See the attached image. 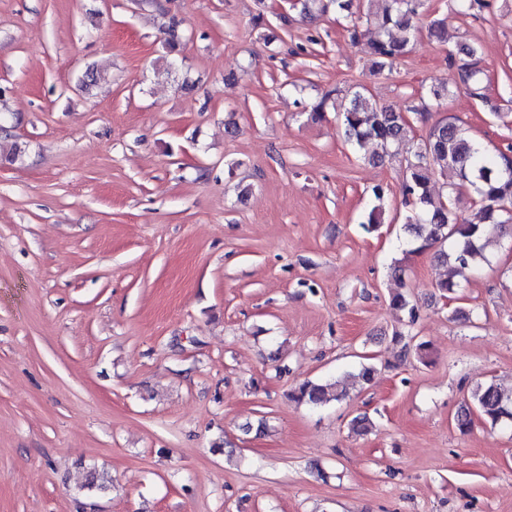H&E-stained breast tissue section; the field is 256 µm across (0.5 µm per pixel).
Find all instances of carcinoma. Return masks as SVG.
<instances>
[{
	"label": "carcinoma",
	"instance_id": "obj_1",
	"mask_svg": "<svg viewBox=\"0 0 512 512\" xmlns=\"http://www.w3.org/2000/svg\"><path fill=\"white\" fill-rule=\"evenodd\" d=\"M332 3L337 11L347 12V32L352 39L362 38V24L374 28L369 49L381 70L392 66L406 52L426 0H363L356 13L351 12V0ZM164 34L167 55L162 58L161 67L168 75L177 65L181 40L178 26L173 23ZM482 74L476 61L457 69L459 84L479 98L483 97ZM339 119L354 148L362 149L368 143L376 146L370 159L377 161L392 157L391 148L410 138L413 130L405 113L376 101L362 86L349 91ZM406 168L401 193L410 214L404 230L421 241V247L436 249L437 260L446 268L445 277L436 288L446 298L457 293L463 270L481 261L489 262L485 249L491 241L506 234L512 237V156L503 151L488 152L462 125L446 119L432 125L427 136L412 145ZM465 192L472 196L473 213L459 218L454 212L455 202ZM372 194L375 204L366 223L374 229L383 223L385 191L376 186ZM390 305L416 320L417 309L405 293H393ZM343 396L342 390L333 393L331 385L313 382L299 385L291 394L293 400L313 408ZM476 413L492 427L505 419L512 421V394L492 383L474 386L470 404L456 415L458 428L470 429Z\"/></svg>",
	"mask_w": 512,
	"mask_h": 512
}]
</instances>
